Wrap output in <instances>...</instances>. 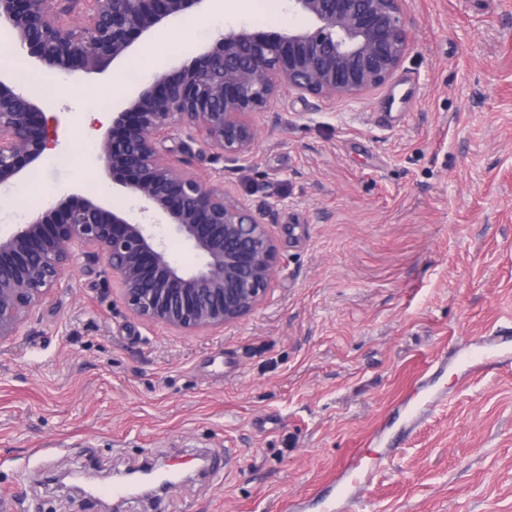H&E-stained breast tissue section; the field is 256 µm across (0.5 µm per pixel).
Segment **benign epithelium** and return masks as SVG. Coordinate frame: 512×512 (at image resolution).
Returning <instances> with one entry per match:
<instances>
[{"label": "benign epithelium", "instance_id": "benign-epithelium-1", "mask_svg": "<svg viewBox=\"0 0 512 512\" xmlns=\"http://www.w3.org/2000/svg\"><path fill=\"white\" fill-rule=\"evenodd\" d=\"M205 0H91L74 24L76 0H0V29L32 66L54 74L104 73L130 55L135 39L201 9ZM314 27L269 35L229 30L173 76L159 72L112 113L100 159L112 182L142 202L139 215L62 193L23 224L0 230V346L79 258L99 261L126 309L181 332L217 330L271 297L282 270L272 219L260 218L224 188L189 169L192 144L219 149L214 161L250 157L253 115L286 89L318 101L356 98L385 86L409 45L404 0H288ZM184 133L183 158L161 149ZM56 137L44 101L0 73V185L24 179ZM166 225L200 259L184 270L154 227Z\"/></svg>", "mask_w": 512, "mask_h": 512}]
</instances>
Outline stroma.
I'll use <instances>...</instances> for the list:
<instances>
[{
    "mask_svg": "<svg viewBox=\"0 0 512 512\" xmlns=\"http://www.w3.org/2000/svg\"><path fill=\"white\" fill-rule=\"evenodd\" d=\"M409 46L390 86L316 103L281 92L255 114L244 161L191 169L223 180L271 229L283 271L271 299L224 331L186 334L130 314L111 282L68 268L19 336L0 346V512H103L49 489L154 459L185 481L123 512H324L322 490L353 456L382 465L344 512H512V356L484 374L460 356L512 328V0H405ZM199 11L175 55L141 36L123 66L75 72L47 94L58 123L32 187L95 196L97 144L75 133L82 97L126 72L190 60L213 39ZM225 27H311L288 0L226 7ZM447 357L444 402L413 432L395 413ZM217 455L223 474L199 473Z\"/></svg>",
    "mask_w": 512,
    "mask_h": 512,
    "instance_id": "35a3bbf8",
    "label": "stroma"
}]
</instances>
